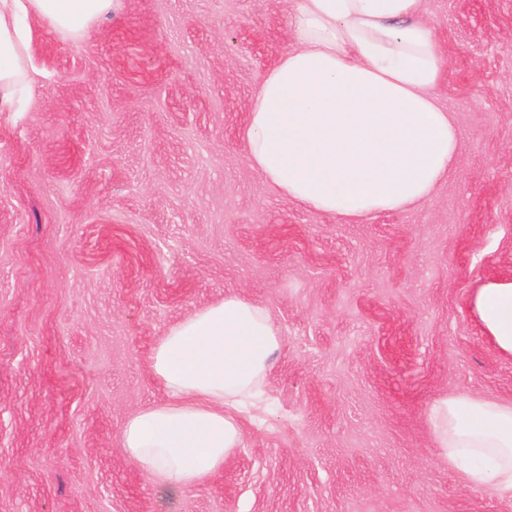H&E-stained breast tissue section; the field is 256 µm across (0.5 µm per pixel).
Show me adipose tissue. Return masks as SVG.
<instances>
[{
  "label": "adipose tissue",
  "instance_id": "1",
  "mask_svg": "<svg viewBox=\"0 0 512 512\" xmlns=\"http://www.w3.org/2000/svg\"><path fill=\"white\" fill-rule=\"evenodd\" d=\"M296 44L256 89L246 159L282 195L344 221L431 200L458 158L437 91L447 78L424 0H290ZM114 0H0V112L29 80L31 20L73 37ZM468 308L512 357V280L473 288ZM282 345L268 311L225 294L169 328L149 357L163 402L126 421L120 445L152 482L162 512L224 469L241 447ZM440 448L467 485L512 499V401L444 397L431 409Z\"/></svg>",
  "mask_w": 512,
  "mask_h": 512
}]
</instances>
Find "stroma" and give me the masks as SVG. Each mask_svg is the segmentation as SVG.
<instances>
[{
	"label": "stroma",
	"instance_id": "35a3bbf8",
	"mask_svg": "<svg viewBox=\"0 0 512 512\" xmlns=\"http://www.w3.org/2000/svg\"><path fill=\"white\" fill-rule=\"evenodd\" d=\"M458 161L417 207L343 222L245 160L289 0H118L74 38L31 25L0 113V512H159L119 433L161 402L148 358L233 292L283 346L221 474L179 512H512L439 448L435 399L512 400L472 318L512 278V0H424Z\"/></svg>",
	"mask_w": 512,
	"mask_h": 512
}]
</instances>
